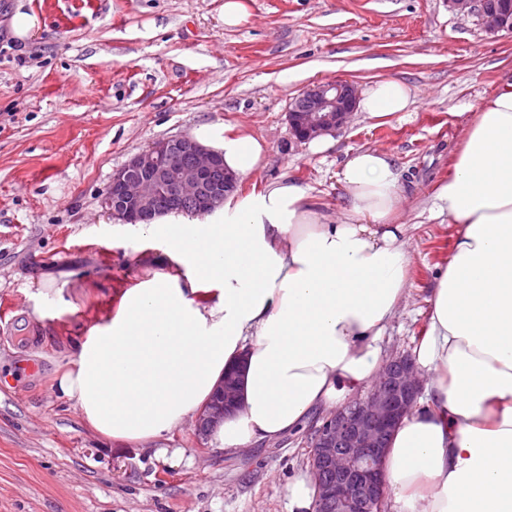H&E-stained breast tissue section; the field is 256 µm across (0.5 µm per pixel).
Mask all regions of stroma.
<instances>
[{"instance_id":"obj_1","label":"stroma","mask_w":512,"mask_h":512,"mask_svg":"<svg viewBox=\"0 0 512 512\" xmlns=\"http://www.w3.org/2000/svg\"><path fill=\"white\" fill-rule=\"evenodd\" d=\"M248 3V21L228 28L224 0H0V512H290L291 488L311 478L304 430L224 450L191 420L115 445L56 392L72 342L141 278L140 259L162 252L140 232L113 234L100 205L113 170L155 140L238 125L267 145L239 191L285 176L333 217L347 155L389 154L409 267L381 356L414 354L424 336L454 233L433 193L512 71V34L485 33L446 0ZM19 12L39 22L24 41L12 30ZM333 78L362 91L399 79L414 103L354 112L316 154L294 139L288 112ZM48 272L68 275L60 314L31 286Z\"/></svg>"}]
</instances>
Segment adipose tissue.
Here are the masks:
<instances>
[{
	"instance_id": "obj_1",
	"label": "adipose tissue",
	"mask_w": 512,
	"mask_h": 512,
	"mask_svg": "<svg viewBox=\"0 0 512 512\" xmlns=\"http://www.w3.org/2000/svg\"><path fill=\"white\" fill-rule=\"evenodd\" d=\"M411 104L410 88L390 78L357 106L382 116ZM200 141L237 175L263 166L264 141L239 126ZM339 180L336 222L283 179L229 196L223 220L180 213L146 225L162 255L75 343L57 392L100 436L142 444L192 419L238 364L239 409L212 431L228 449L276 440L343 404L380 368L377 342L408 261L392 158L354 151ZM434 199L456 231L416 350L427 404L387 454L393 502L512 512V76L479 107Z\"/></svg>"
}]
</instances>
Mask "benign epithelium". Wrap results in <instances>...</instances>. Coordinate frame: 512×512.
<instances>
[{"mask_svg":"<svg viewBox=\"0 0 512 512\" xmlns=\"http://www.w3.org/2000/svg\"><path fill=\"white\" fill-rule=\"evenodd\" d=\"M454 12L471 15L490 35L512 32V0L490 7L486 0H448ZM311 99L304 112H288L294 138L308 142L346 125L355 111L358 87L336 78L306 89ZM192 164H182L183 155ZM220 155L195 138L176 136L153 142L112 173L103 208L123 223L135 224L153 214L160 196H191L200 214L224 208L239 177L224 172V187L206 181ZM238 371L233 369L211 403L197 419L198 430L214 428L235 409ZM423 380L414 359L399 355L388 360L364 397H356L321 417L307 436V464L316 491L315 512H385L388 499L386 456L392 431L418 405Z\"/></svg>","mask_w":512,"mask_h":512,"instance_id":"1","label":"benign epithelium"}]
</instances>
